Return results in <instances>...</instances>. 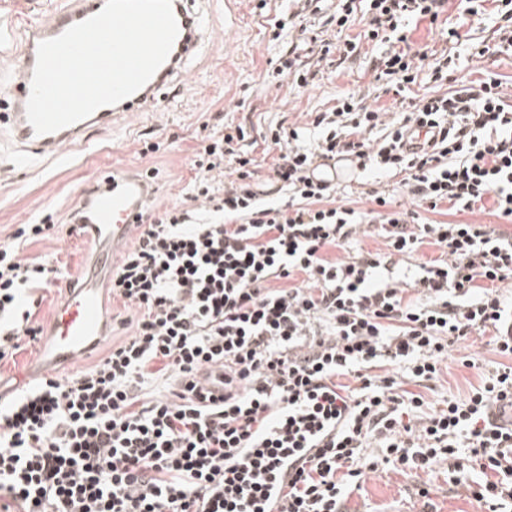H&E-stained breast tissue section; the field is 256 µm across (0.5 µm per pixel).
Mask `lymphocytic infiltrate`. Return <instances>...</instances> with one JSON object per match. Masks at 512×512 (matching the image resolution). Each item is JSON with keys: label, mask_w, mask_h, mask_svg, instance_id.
I'll use <instances>...</instances> for the list:
<instances>
[{"label": "lymphocytic infiltrate", "mask_w": 512, "mask_h": 512, "mask_svg": "<svg viewBox=\"0 0 512 512\" xmlns=\"http://www.w3.org/2000/svg\"><path fill=\"white\" fill-rule=\"evenodd\" d=\"M485 1L336 0L331 21L367 16L366 38L384 46L375 77L402 93L420 73L410 21L436 25L451 7L479 19ZM311 125L310 143L295 129L261 132L277 152L270 178L288 194L269 205L253 158L235 149L244 128L225 124L205 170L229 179L197 187L206 220L177 205L151 215L112 271V296L133 313L130 336L91 369L0 403V498L16 512H267L272 498L279 512H343L352 483L382 464L443 465L456 484L479 472L472 496L512 512V311L500 293L512 286V236L417 214L489 198L512 222V103L500 78L419 99L391 122L350 93ZM415 126L431 131L417 151L406 141ZM329 155L402 173L412 209L382 191L364 211L335 204L333 185L306 176ZM370 224L386 252L327 257ZM50 230L27 224L0 241V361L44 333L38 309L54 269L22 250ZM426 243L443 258L407 282L380 278ZM487 331L503 363L425 412L405 383L434 380L452 343ZM209 369L224 373L221 399L197 380ZM347 375L358 393L339 384ZM160 377L174 381L172 396L145 399ZM371 446L381 455L368 461Z\"/></svg>", "instance_id": "lymphocytic-infiltrate-1"}]
</instances>
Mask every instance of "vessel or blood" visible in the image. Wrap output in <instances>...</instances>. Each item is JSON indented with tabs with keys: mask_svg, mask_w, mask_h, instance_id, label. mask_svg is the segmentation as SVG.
Returning a JSON list of instances; mask_svg holds the SVG:
<instances>
[{
	"mask_svg": "<svg viewBox=\"0 0 512 512\" xmlns=\"http://www.w3.org/2000/svg\"><path fill=\"white\" fill-rule=\"evenodd\" d=\"M104 5L105 0H73L68 8L53 11L48 19L32 25L27 50L13 67L7 89L11 110L4 118L14 160L32 164L60 160L67 147L87 142L91 132L112 129L135 112L158 110L160 89L180 92L186 75L185 64L204 32L210 28L208 13L194 8L192 0H172L178 35L167 60L139 91L56 132L35 133L26 117V104L39 43L60 36L71 26L100 12ZM350 166L351 162L346 158L324 159L310 169L309 175L314 181L332 183ZM154 194L155 185L150 176L138 170L95 176L91 185L81 193L76 206L78 227L85 229L87 237L111 242L114 247L112 253L103 256V264L115 265L116 248L132 237L144 221ZM111 322L95 276H88L80 283L68 282L63 304L49 319L41 369L68 364L86 356L100 345Z\"/></svg>",
	"mask_w": 512,
	"mask_h": 512,
	"instance_id": "vessel-or-blood-1",
	"label": "vessel or blood"
}]
</instances>
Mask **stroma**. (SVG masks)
<instances>
[{"label":"stroma","mask_w":512,"mask_h":512,"mask_svg":"<svg viewBox=\"0 0 512 512\" xmlns=\"http://www.w3.org/2000/svg\"><path fill=\"white\" fill-rule=\"evenodd\" d=\"M45 9V0H0V23L13 28L12 58L24 55L28 27L44 16ZM299 10V0H238L236 18L228 23L224 20V0H214L210 6L214 33L206 37L190 62L184 90L174 98L161 95L163 111L137 112L118 128L92 132L87 145L67 150L65 162L0 175V237L23 224L57 227L54 235L25 245L23 250L25 257L52 260L65 273L45 291L39 309L41 320H48L62 304L66 278L80 279L89 272L93 248L72 235L67 217L92 176L127 167L150 170L160 192L158 208L179 205L194 210L198 207L192 199L194 186L204 175L199 160L211 136L224 123L262 128L280 124L306 134L311 130L313 113L332 110L350 93L369 107L401 112L393 91L376 81L372 73L379 48L364 37L365 19L355 18L339 31L328 24V11H310L302 25L274 37L269 19ZM337 35L345 40L358 39L357 54L345 61L335 53L324 60L315 53L305 55V63L316 73L305 87H295L278 74L279 59L289 47L304 45L314 37L330 41ZM456 52L463 61L454 79L475 80L488 70L498 74L504 92L512 94V53L472 62L466 46H458ZM149 143L157 145V152L145 153ZM397 180L394 174L357 168L337 182L336 200L367 209L373 191L391 189ZM107 311L117 321L111 334L90 355L57 369V377L93 367L112 345L131 334V326L124 323L130 312L122 302L108 303ZM467 358L472 361L468 367L463 364ZM497 359L489 336H470L450 348L438 380L429 383L422 394L430 407L444 406L448 399L465 396L471 387L480 385ZM40 361V345L26 343L13 359L1 362L0 394L8 400L19 394L25 372ZM346 508L348 512H486L465 487L449 483L443 467L410 475L391 468L368 474L361 489L349 496Z\"/></svg>","instance_id":"1"}]
</instances>
